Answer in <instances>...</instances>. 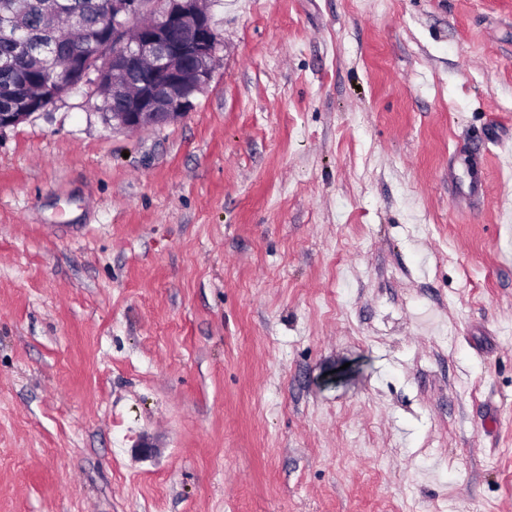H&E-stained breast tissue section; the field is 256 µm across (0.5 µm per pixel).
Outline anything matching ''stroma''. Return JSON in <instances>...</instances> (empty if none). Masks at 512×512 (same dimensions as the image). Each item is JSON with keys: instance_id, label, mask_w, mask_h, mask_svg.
Segmentation results:
<instances>
[{"instance_id": "1", "label": "stroma", "mask_w": 512, "mask_h": 512, "mask_svg": "<svg viewBox=\"0 0 512 512\" xmlns=\"http://www.w3.org/2000/svg\"><path fill=\"white\" fill-rule=\"evenodd\" d=\"M210 13L0 131V512H512V0ZM104 31L84 42L60 41L72 90L112 79V127L137 132L184 118L209 84L218 49L207 0H104ZM150 17L152 24L141 20ZM132 32L136 38L131 39ZM145 60L150 62L145 64ZM123 87L115 90V80Z\"/></svg>"}]
</instances>
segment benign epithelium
I'll list each match as a JSON object with an SVG mask.
<instances>
[{"label":"benign epithelium","instance_id":"1","mask_svg":"<svg viewBox=\"0 0 512 512\" xmlns=\"http://www.w3.org/2000/svg\"><path fill=\"white\" fill-rule=\"evenodd\" d=\"M104 31H91L84 42L61 41L63 76L77 89L95 75L112 90V128L137 132L176 122L194 108L209 84L218 49L207 0H105ZM57 100L47 92L32 95L29 86L16 96L13 112L0 113V131L14 127Z\"/></svg>","mask_w":512,"mask_h":512}]
</instances>
